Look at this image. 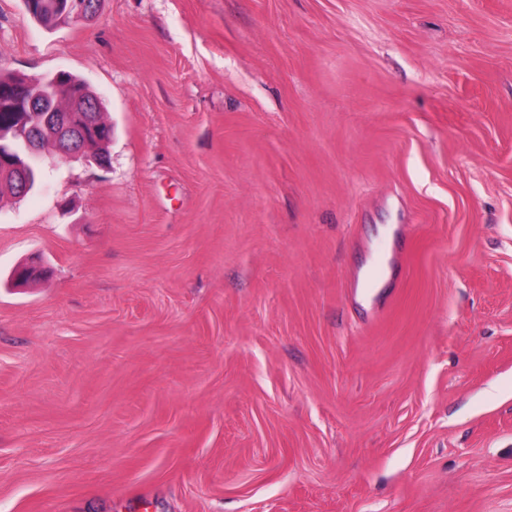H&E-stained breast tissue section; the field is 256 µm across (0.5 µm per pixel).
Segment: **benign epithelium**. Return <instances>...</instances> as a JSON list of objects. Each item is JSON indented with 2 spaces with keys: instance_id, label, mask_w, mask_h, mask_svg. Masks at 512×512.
I'll return each mask as SVG.
<instances>
[{
  "instance_id": "benign-epithelium-1",
  "label": "benign epithelium",
  "mask_w": 512,
  "mask_h": 512,
  "mask_svg": "<svg viewBox=\"0 0 512 512\" xmlns=\"http://www.w3.org/2000/svg\"><path fill=\"white\" fill-rule=\"evenodd\" d=\"M96 8L97 0H68L60 20L64 21L70 16L84 18ZM26 88L27 85L22 84L0 89V103L9 111L16 113L9 139L0 137V162L10 163L12 167L21 171L39 163L42 155V149L32 144L39 115L33 100L27 96ZM58 108L55 153L62 159L84 157L91 149L89 137L97 131V121L91 115L92 105L79 91L63 83L59 85ZM12 142L24 144L25 152L21 155L14 153L10 147ZM44 273V268L39 264H23L15 269L14 278L20 283H26L41 277Z\"/></svg>"
}]
</instances>
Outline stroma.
Listing matches in <instances>:
<instances>
[{
  "mask_svg": "<svg viewBox=\"0 0 512 512\" xmlns=\"http://www.w3.org/2000/svg\"><path fill=\"white\" fill-rule=\"evenodd\" d=\"M60 70L110 163L0 195V512H512V0H0ZM32 1V4H29ZM56 1L53 0H22L26 13L38 24L52 30L58 26L57 14L50 7Z\"/></svg>",
  "mask_w": 512,
  "mask_h": 512,
  "instance_id": "obj_1",
  "label": "stroma"
}]
</instances>
